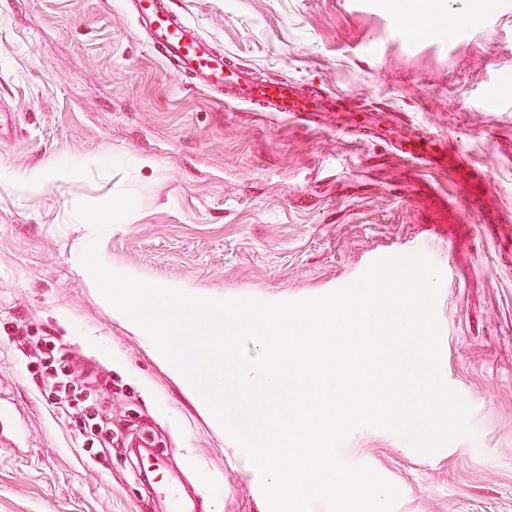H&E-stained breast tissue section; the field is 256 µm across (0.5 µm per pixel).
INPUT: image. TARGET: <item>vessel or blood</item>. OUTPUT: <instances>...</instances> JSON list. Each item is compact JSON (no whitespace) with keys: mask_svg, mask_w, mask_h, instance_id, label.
Instances as JSON below:
<instances>
[{"mask_svg":"<svg viewBox=\"0 0 512 512\" xmlns=\"http://www.w3.org/2000/svg\"><path fill=\"white\" fill-rule=\"evenodd\" d=\"M130 10L151 47L198 87L308 125L313 124L317 113L336 109L335 100L305 91L292 82L263 80L255 69L231 60L203 37L194 23L177 13L171 0H130ZM385 120L378 110L368 116L364 126L369 135L385 140L393 154L425 169L463 171L465 159L449 155L447 135L428 133L413 124L398 125L389 132Z\"/></svg>","mask_w":512,"mask_h":512,"instance_id":"vessel-or-blood-1","label":"vessel or blood"}]
</instances>
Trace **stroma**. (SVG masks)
<instances>
[{
    "mask_svg": "<svg viewBox=\"0 0 512 512\" xmlns=\"http://www.w3.org/2000/svg\"><path fill=\"white\" fill-rule=\"evenodd\" d=\"M174 0L264 79L379 108L448 137L475 174L449 179L384 142L273 117L194 87L138 32L126 0H0V512H268L256 469L214 429L150 343L90 286L91 240L113 269L193 295L269 302L354 281L367 254L424 238L444 277L442 375L473 438L431 456L388 431L345 441L401 492L394 512H512V0ZM471 20L444 31L449 12ZM101 158L41 191L11 177ZM120 193L135 210L95 237L74 216ZM504 215V224L487 220ZM52 336L90 378L112 443L85 448L27 364ZM221 486L220 495L210 493Z\"/></svg>",
    "mask_w": 512,
    "mask_h": 512,
    "instance_id": "obj_1",
    "label": "stroma"
}]
</instances>
